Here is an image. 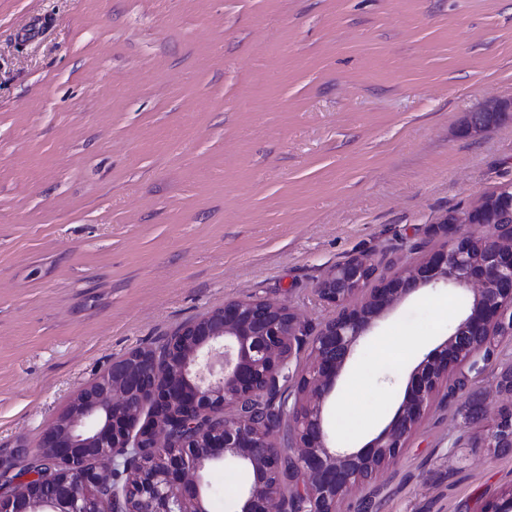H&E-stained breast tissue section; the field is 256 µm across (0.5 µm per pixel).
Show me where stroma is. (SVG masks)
Instances as JSON below:
<instances>
[{
	"label": "stroma",
	"mask_w": 512,
	"mask_h": 512,
	"mask_svg": "<svg viewBox=\"0 0 512 512\" xmlns=\"http://www.w3.org/2000/svg\"><path fill=\"white\" fill-rule=\"evenodd\" d=\"M512 0H0V462L112 362L231 299L287 303L366 255L378 276L441 245L442 221L512 183ZM424 287L357 343L324 406L393 418L412 368L466 306ZM442 390L402 455L344 512H485L512 452L465 417L495 367ZM349 402L348 416L336 411ZM233 512V463L205 475Z\"/></svg>",
	"instance_id": "stroma-1"
}]
</instances>
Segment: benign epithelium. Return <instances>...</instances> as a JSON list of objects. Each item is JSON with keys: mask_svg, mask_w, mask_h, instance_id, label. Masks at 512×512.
I'll return each instance as SVG.
<instances>
[{"mask_svg": "<svg viewBox=\"0 0 512 512\" xmlns=\"http://www.w3.org/2000/svg\"><path fill=\"white\" fill-rule=\"evenodd\" d=\"M498 101L473 113L509 112ZM512 185L448 216V228L492 224L491 240L452 236L390 277L366 255L331 269L317 293L337 309L312 340L286 304L229 300L178 330L164 353L135 350L83 388L59 414L40 448L21 452L23 474L0 463V512H206L205 473L232 461L250 475L236 512H341L363 482L406 448L442 387L463 390L482 372L503 336L512 338ZM459 288L471 301L448 337L410 372L392 420L359 448H335L323 404L359 339L422 287ZM312 360L295 393V350ZM498 416L485 447L512 449V363L498 373ZM32 483L38 492L23 486Z\"/></svg>", "mask_w": 512, "mask_h": 512, "instance_id": "1", "label": "benign epithelium"}]
</instances>
